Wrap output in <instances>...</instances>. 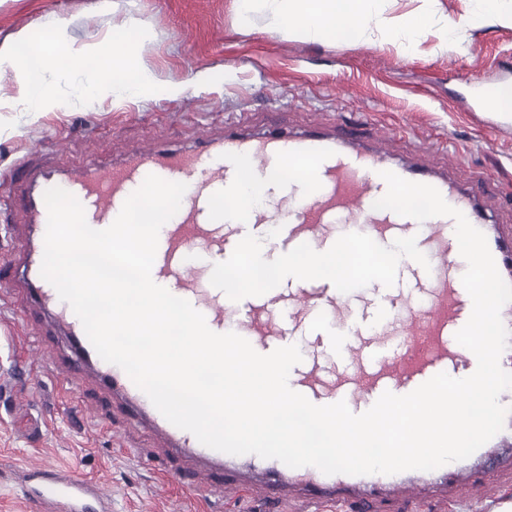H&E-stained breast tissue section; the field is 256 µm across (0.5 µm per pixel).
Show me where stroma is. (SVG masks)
Instances as JSON below:
<instances>
[{"mask_svg": "<svg viewBox=\"0 0 512 512\" xmlns=\"http://www.w3.org/2000/svg\"><path fill=\"white\" fill-rule=\"evenodd\" d=\"M476 0H432L447 46L421 38L412 54L378 39L296 38L276 31L267 0L249 21L238 0H0V255L18 256L20 173L34 166H102L135 149L183 148L225 126L286 125L326 133L355 126L392 159L426 149L456 176L486 179V202L512 241V124L484 106L483 87L512 84V24L475 22ZM135 32L140 66L174 97H77L66 82L45 112L23 107L15 62L48 33L93 58L116 33ZM66 336L22 291L15 268L0 271V512H35L9 469L42 462L73 470L112 493V512H266L264 502L190 495L189 462L166 454L149 425L94 377L79 398L49 362ZM376 512H512V478L493 471L471 501H394Z\"/></svg>", "mask_w": 512, "mask_h": 512, "instance_id": "stroma-1", "label": "stroma"}]
</instances>
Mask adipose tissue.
<instances>
[{
    "mask_svg": "<svg viewBox=\"0 0 512 512\" xmlns=\"http://www.w3.org/2000/svg\"><path fill=\"white\" fill-rule=\"evenodd\" d=\"M374 21L382 41L399 46L411 53L422 34L432 28L427 6H420L412 17L377 9L375 0H279L276 16L281 33L298 37L342 34L361 37L362 23ZM93 67H85L68 43L55 36L40 42L32 54L24 56L22 68L28 87L27 109L38 113L55 100L56 93L46 81V75L57 72L60 61H67V76H84V95L102 92L138 97L152 94L169 97L182 94V87L160 86L148 73L140 70L131 48L116 44L101 46L96 51Z\"/></svg>",
    "mask_w": 512,
    "mask_h": 512,
    "instance_id": "1",
    "label": "adipose tissue"
}]
</instances>
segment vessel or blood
Wrapping results in <instances>:
<instances>
[{
	"label": "vessel or blood",
	"mask_w": 512,
	"mask_h": 512,
	"mask_svg": "<svg viewBox=\"0 0 512 512\" xmlns=\"http://www.w3.org/2000/svg\"><path fill=\"white\" fill-rule=\"evenodd\" d=\"M386 170L435 187L485 235L500 275L512 284V247L502 245L492 231L480 200L481 182L461 185L417 156L387 161L365 139L347 131L329 137L278 126L257 133L228 129L214 147L133 152L107 172L91 160L72 175L32 170L16 204L28 228L41 238L47 227L44 193L49 188L73 194L85 209L88 225L102 230L114 222L147 175L186 184L178 212L160 230L153 281L188 300L212 331L237 333L259 352L288 336H321L329 326L345 329L349 338L342 343L343 356L325 358L318 345H311L291 369L288 383L314 404L342 400L360 414L384 392L405 395L438 373L464 378L477 367L475 355L455 339L472 312V300L461 282L458 241L450 234L455 222L437 216L420 223L375 208L387 190L382 178ZM253 181L262 183L263 199L242 206L243 187ZM244 224L277 225L293 259L288 270L273 269L258 288L245 285L252 271L224 265L226 254L243 253L251 245L240 230ZM391 242L402 249L408 274L427 280V287L395 288L384 297L376 288L353 287L346 271L334 274V287H323L321 260L344 252L367 254L378 276L389 275L395 266L387 248ZM43 253L40 247L26 248L20 256L21 283L29 299L53 310L81 367L94 371L102 386L165 434L172 451L236 473V483L224 488L225 497L255 487L280 506L302 493L317 503L339 496L360 508L417 496L432 487L459 502L468 498L483 469L512 470V448L491 442L474 453L470 466L460 460L432 471L358 476L327 475L313 466L291 468L275 459L230 455L204 446L166 420L123 369L97 354L70 305L42 277ZM194 253L203 254L204 263L191 265ZM286 275L294 278V287H283ZM374 306L379 313L371 328L364 319ZM17 482L39 512H112V500L100 484L73 471L27 466L19 471Z\"/></svg>",
	"instance_id": "obj_1"
}]
</instances>
